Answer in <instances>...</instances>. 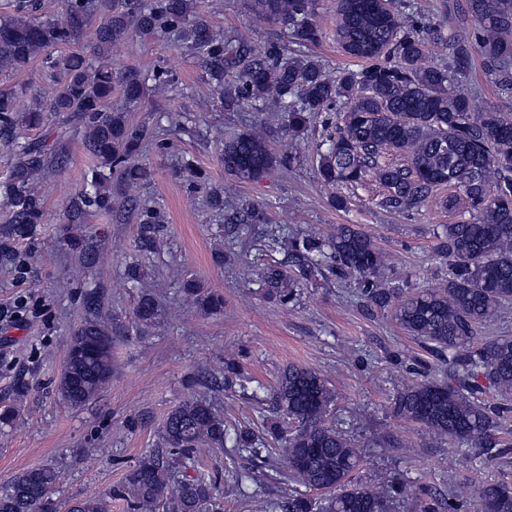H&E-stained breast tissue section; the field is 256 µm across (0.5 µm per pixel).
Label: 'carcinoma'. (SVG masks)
Here are the masks:
<instances>
[{
    "mask_svg": "<svg viewBox=\"0 0 512 512\" xmlns=\"http://www.w3.org/2000/svg\"><path fill=\"white\" fill-rule=\"evenodd\" d=\"M255 17L284 26L295 48L252 49L245 38L225 43L197 10V0H62L65 20L41 12L38 0H10L0 18V73H17L41 59L59 72L47 102L33 98L20 106L13 87H0V136L11 146L12 170L3 185L10 212L0 226V251L6 243L33 234L45 223L39 179L51 164L45 142H19L18 128L36 129L53 116L75 120V128L96 161L87 185L65 209L68 224H84L94 212L112 210V181L128 192L152 180L150 168L130 163L153 133L132 122L129 108L146 90L170 87L174 73L129 68L112 73V46L136 34L171 33L204 63L211 97L224 107L254 109L273 103L284 113L279 132L298 138L315 115L334 112L335 131L313 155L317 177L325 183L357 188L370 181L384 189L379 206L394 212L430 202L450 213L464 200L467 212L442 225L438 248L451 261L441 287L404 295L386 286L387 260L370 237L341 224L327 236L281 233L262 241L268 253L288 249L298 259L296 272L283 277L266 268L265 278L280 288L284 304L295 289L335 278L362 280L361 306L369 315L388 312L408 335L448 352V370L399 391L392 413L417 423L439 439L467 448L489 463L506 449L497 438L501 407L486 402L493 391L512 398V336L478 340L481 329L512 306V118L498 104L473 110L470 64L482 58L485 75L512 91V0H466L464 21L448 27L408 26L397 0H336L333 31L342 53L365 63L359 70L328 73L321 60L303 48L322 38L318 0H246ZM95 24L89 50L61 51L79 42ZM448 49V64L425 62L430 41ZM122 105H110L114 92ZM270 132L252 126L224 140L222 160L228 180L248 182L274 170L282 160L268 144ZM399 153L404 162L385 164L383 154ZM211 208L236 207L243 223L264 221L254 203L226 197L215 188ZM163 212L150 205L139 211V255L157 250L156 229ZM158 311L156 296L144 291L134 317L143 326ZM122 332L101 314H91L73 331L58 390L74 407L94 399L112 374V337ZM270 414L263 431L228 430L211 400L194 395L174 407L165 420V452L152 451L106 496L70 500L66 512H110L125 500L131 512H206L213 483L201 470L200 448L261 453L278 448L268 467L286 470L296 484L283 512H390L398 488L355 481L361 455L355 444L327 422L336 396L318 371L290 365L267 394ZM61 479L54 467L22 470L0 488V512H59L52 488ZM476 512H512V483L497 481L477 493Z\"/></svg>",
    "mask_w": 512,
    "mask_h": 512,
    "instance_id": "obj_1",
    "label": "carcinoma"
}]
</instances>
